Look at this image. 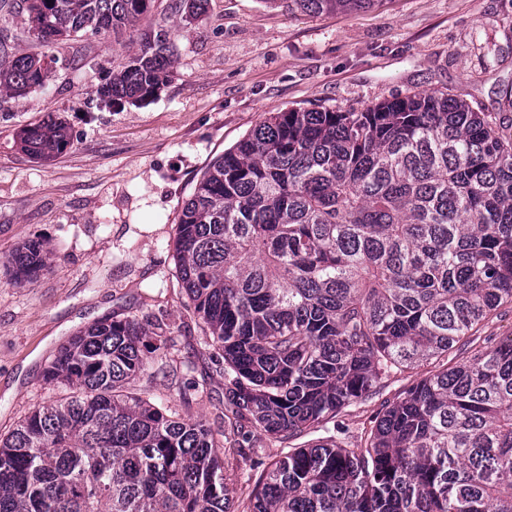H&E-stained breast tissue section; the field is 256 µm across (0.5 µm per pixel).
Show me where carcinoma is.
<instances>
[{
    "label": "carcinoma",
    "mask_w": 512,
    "mask_h": 512,
    "mask_svg": "<svg viewBox=\"0 0 512 512\" xmlns=\"http://www.w3.org/2000/svg\"><path fill=\"white\" fill-rule=\"evenodd\" d=\"M163 0H23L49 44L137 29L138 49L97 97L157 95L171 64ZM321 14L381 0H293ZM207 0L163 11L191 22ZM57 64L0 63V94L26 95ZM71 143L66 124L22 130L30 155ZM44 243L0 257L16 277L47 265ZM176 274L224 359V398L281 444L375 395L364 444L332 435L264 469L246 512H512V336L448 366V353L512 301V143L448 93L414 92L361 111L277 112L214 160L176 225ZM162 346L134 318L79 331L51 362L70 395L0 439V512H236L205 421L168 415L128 384ZM434 369L421 374L426 365Z\"/></svg>",
    "instance_id": "obj_1"
}]
</instances>
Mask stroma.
I'll use <instances>...</instances> for the list:
<instances>
[{"label": "stroma", "instance_id": "obj_1", "mask_svg": "<svg viewBox=\"0 0 512 512\" xmlns=\"http://www.w3.org/2000/svg\"><path fill=\"white\" fill-rule=\"evenodd\" d=\"M176 50L157 96L105 103L95 94L136 47L101 36L59 42L56 70L26 96H0V254L48 243L47 267L16 278L0 266V434L35 407L68 396L45 380L61 347L106 317H133L163 341L131 383L184 418L203 419L227 483L246 503L280 443L257 434L250 458L224 434V366L176 278L175 224L205 168L271 113L363 109L413 92L443 91L495 117L512 140V0H382L373 8L308 15L286 0H208L198 20L168 18ZM72 143L51 160L23 152L19 131L46 118ZM452 351L457 363L485 339L512 336V303ZM379 395L337 419L336 438L361 444Z\"/></svg>", "mask_w": 512, "mask_h": 512}]
</instances>
